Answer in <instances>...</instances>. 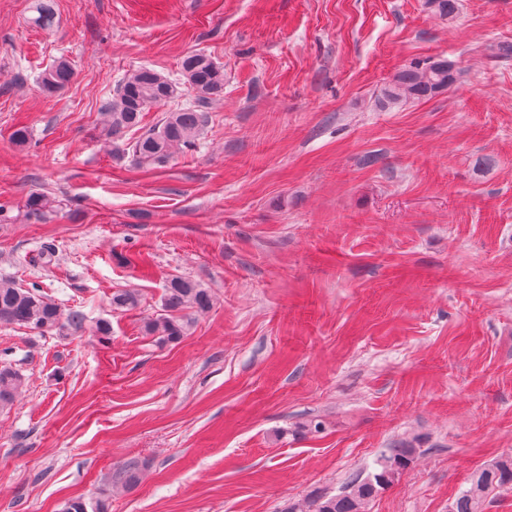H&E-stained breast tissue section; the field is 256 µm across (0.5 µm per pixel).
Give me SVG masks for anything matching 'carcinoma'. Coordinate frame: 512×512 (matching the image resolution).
Segmentation results:
<instances>
[{"label":"carcinoma","mask_w":512,"mask_h":512,"mask_svg":"<svg viewBox=\"0 0 512 512\" xmlns=\"http://www.w3.org/2000/svg\"><path fill=\"white\" fill-rule=\"evenodd\" d=\"M33 12L35 16L30 22L35 27L45 30L53 26L52 0H34ZM180 74L181 78L172 79L154 69L140 68L118 82L108 105L110 120L105 128V137L112 142V158L123 160L129 156L139 166L162 165L175 152L196 145L208 124L203 104L224 95V68L209 56L194 53L182 60ZM74 75L70 63L60 59L44 73L41 88L46 93H55L69 85ZM458 75L456 64L445 58L417 62L395 74L385 97L391 103L430 99L448 90ZM181 87L193 94L194 102L165 113L157 124L144 128L145 113L176 97ZM131 131L140 135L125 139ZM48 208L42 194L29 196L27 210L35 219L44 218ZM111 303L116 309H132L139 299L132 291H121L112 295ZM210 305L211 295L206 289L193 280L173 278L165 288L163 314L149 320L145 330L177 341L189 325L184 311L201 312ZM0 323L28 327L41 335L63 327L60 308L38 286L24 288L11 280H0ZM22 382L18 370L7 363L0 366V410L13 404ZM415 453L413 447L391 448L377 461L378 472L364 479L355 478L341 493L320 497L304 506V510L290 512H366L369 501L398 479ZM511 484L512 457H504L472 474L470 487L456 498L452 512H485L489 494ZM62 512H108V505L103 500L88 502L73 497L65 502Z\"/></svg>","instance_id":"1"}]
</instances>
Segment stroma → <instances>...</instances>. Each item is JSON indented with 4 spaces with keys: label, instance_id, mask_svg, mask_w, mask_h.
Wrapping results in <instances>:
<instances>
[{
    "label": "stroma",
    "instance_id": "35a3bbf8",
    "mask_svg": "<svg viewBox=\"0 0 512 512\" xmlns=\"http://www.w3.org/2000/svg\"><path fill=\"white\" fill-rule=\"evenodd\" d=\"M425 2L55 0L41 30L32 0H0V279L85 318L0 325L24 377L0 512H288L402 443L416 456L367 512H451L512 456V0ZM198 52L224 69L198 146L114 161L118 81ZM61 57L75 78L46 94ZM441 57L448 91L381 106ZM177 276L212 305L167 342L144 326ZM122 290L136 308H112Z\"/></svg>",
    "mask_w": 512,
    "mask_h": 512
}]
</instances>
